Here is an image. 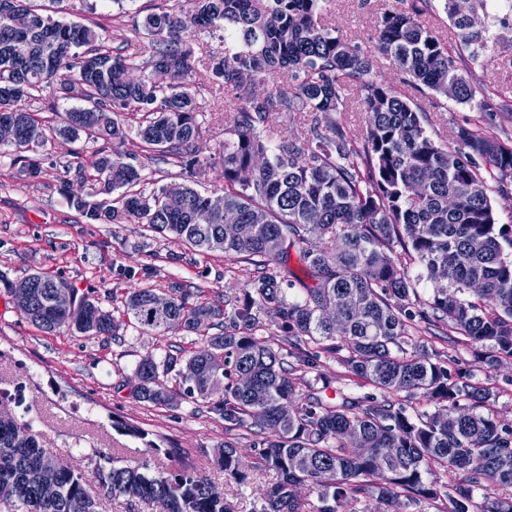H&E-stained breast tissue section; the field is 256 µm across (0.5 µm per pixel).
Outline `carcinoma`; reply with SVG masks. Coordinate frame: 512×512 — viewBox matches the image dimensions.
Instances as JSON below:
<instances>
[{
	"label": "carcinoma",
	"instance_id": "obj_1",
	"mask_svg": "<svg viewBox=\"0 0 512 512\" xmlns=\"http://www.w3.org/2000/svg\"><path fill=\"white\" fill-rule=\"evenodd\" d=\"M329 2L187 0L177 11L151 12L143 22L150 66L165 69L167 81L144 75L115 83L112 69L141 64L138 55L105 45L101 24L63 23L27 0H0V120L20 132L0 147L19 152L18 173L35 178L40 150L54 139L122 145L127 118L136 115L145 159L192 180L205 165L195 82L201 74L221 83L224 108L235 111L224 126V211H208L209 197L186 184L153 181L145 189L142 168L104 147L90 166L79 165L92 168V193L69 202L92 223L144 224L197 252L257 268L228 310L191 305L181 294L157 310L161 294L152 288L125 299L127 315L159 335L224 329L178 370L186 396L213 405L227 429L254 434L249 462L228 441L217 448L224 480L242 484L251 470L276 472L261 512H346L362 496L377 498L384 512H412L423 501L436 512H512L511 496L490 492L512 488V429L488 411L492 393L452 370L443 351L410 339L423 324L446 343L484 348L489 366L512 358V225L499 222L487 184L489 176L512 178V145L461 127L450 151L428 133L416 103L377 80L384 58L419 89L446 97L452 85V101L489 111L475 102L476 88L446 42L416 14L385 12L366 50L322 23ZM492 8L491 0H470L462 15L454 0H443L460 48L474 56L485 48L480 16ZM12 13L28 18L25 33L12 28ZM216 30L224 32L221 53L199 42ZM270 80L275 90L256 97L252 87ZM47 90L86 105L57 125L20 106ZM354 105L365 111L361 128L344 120ZM293 112L314 113L303 144L281 133ZM415 183L421 190L414 194ZM241 224L253 225L250 236L240 234ZM293 252L302 277L288 267ZM411 265L419 268L414 279ZM422 280L430 284L427 300L416 288ZM8 288L27 290L19 311L45 333L68 327L116 335L110 311L62 279L37 272ZM269 326L283 341L257 337ZM324 355L379 394L325 398L312 386L297 394L293 373L318 367ZM178 362L171 354L142 357L134 369L138 398L171 401L163 377ZM242 374L252 377L253 390L238 386ZM417 397L433 410L402 402ZM161 451L179 468L156 476L146 473V461L117 466L97 452L109 468H97L95 493L81 471L44 467L45 449L28 421L0 415V503L11 512H72L81 500L85 512H99V498L122 495L165 512H229L184 449ZM302 485L318 489L319 505L300 498Z\"/></svg>",
	"mask_w": 512,
	"mask_h": 512
}]
</instances>
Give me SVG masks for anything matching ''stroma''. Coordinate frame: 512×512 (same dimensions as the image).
<instances>
[{
    "label": "stroma",
    "instance_id": "35a3bbf8",
    "mask_svg": "<svg viewBox=\"0 0 512 512\" xmlns=\"http://www.w3.org/2000/svg\"><path fill=\"white\" fill-rule=\"evenodd\" d=\"M40 8L64 22L96 17L105 26L111 47L130 43L141 61L151 55L142 24L156 8L175 7L176 0H37ZM419 11L437 35L452 39L441 0H334L331 22L343 38L371 47L384 10ZM489 40L477 60L462 56L461 66L473 74L477 97L493 104L490 112L459 105L408 85L398 69L383 63L377 78L411 98L430 120L436 138H451L459 127L481 125L486 135L512 143V26L486 19ZM205 110L197 121L200 145L212 161L192 185L211 196L224 192L220 159L224 126V91L214 85L198 88ZM97 143L57 140L44 151L45 171L34 179H18L12 156L0 154V275L16 282L34 272L62 278L78 294L99 301L119 325L114 336H84L68 329L44 333L17 310L7 288L0 286V390L14 394L9 408L28 414L49 453L94 482L96 451L134 466L171 468V461L148 452V443L183 448L200 473L218 490L230 512H258L275 473L249 472L246 486L226 482L214 459L215 449L233 442L243 459L254 454L253 437L245 430H225L224 420L206 404L178 395L169 404H151L133 392V370L145 355L173 353L188 358L205 338L179 331L162 336L141 329L123 314L126 295L138 288L161 293L179 289L189 303L220 305L242 297L255 277L253 264L230 261L220 253L202 254L183 242L149 231L143 224H92L68 203L73 194L88 193L91 184L79 174V161H90ZM452 367L470 374L472 382L490 388L488 409L512 428V359L494 366L482 363L480 347L460 342L447 347ZM298 387L313 384L327 395L344 390L362 396L372 386L348 380L344 367L324 360L320 370L297 375ZM144 431V438L126 434V426Z\"/></svg>",
    "mask_w": 512,
    "mask_h": 512
}]
</instances>
